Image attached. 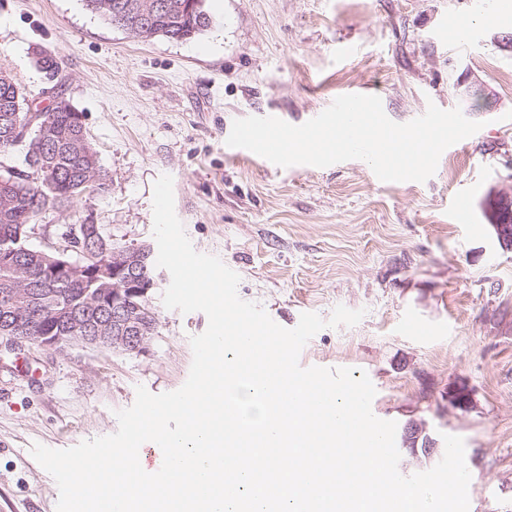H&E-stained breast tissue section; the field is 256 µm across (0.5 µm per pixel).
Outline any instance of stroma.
Listing matches in <instances>:
<instances>
[{
    "label": "stroma",
    "mask_w": 512,
    "mask_h": 512,
    "mask_svg": "<svg viewBox=\"0 0 512 512\" xmlns=\"http://www.w3.org/2000/svg\"><path fill=\"white\" fill-rule=\"evenodd\" d=\"M211 24L186 42L136 37L84 0H0V71L36 110L62 91L83 114L107 175L104 192L41 218L51 236L100 225L112 241L155 247L153 184L172 176L175 211L195 250L240 277L238 294L280 326L336 305L364 310L355 326L325 328L302 367L365 371L373 414L418 425L434 441L462 437L469 512H512V250L493 240L480 203L512 188V17L490 20L474 0H204ZM458 17L478 39L441 34ZM351 42L355 54L340 55ZM54 55L47 79L33 47ZM471 84L485 105L457 90ZM379 96L406 123L428 104L481 122L452 145L427 181L382 182L362 160L280 168L226 146L232 123L275 113L300 125L346 91ZM471 196L472 221L452 203ZM145 352L75 345L0 351V512H56L59 489L32 444L66 449L113 434L137 386L179 389L204 313L164 307ZM421 336L402 335L405 317ZM464 386L472 404L451 406Z\"/></svg>",
    "instance_id": "stroma-1"
}]
</instances>
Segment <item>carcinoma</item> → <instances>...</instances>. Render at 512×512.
Returning <instances> with one entry per match:
<instances>
[{
	"mask_svg": "<svg viewBox=\"0 0 512 512\" xmlns=\"http://www.w3.org/2000/svg\"><path fill=\"white\" fill-rule=\"evenodd\" d=\"M132 0H85L86 6L107 23L140 36L135 17L128 14L126 5ZM179 6L176 11L155 16L157 36L182 42L192 39L210 25V18L203 8V0H171ZM26 94L16 83L6 85L0 81V156H8L16 148L13 136L15 127L26 125L32 115L24 110ZM47 124L46 135L34 136L24 146L25 154H34L38 166L22 162L24 169L7 167L8 176L20 191L14 200L0 199V254L12 259L0 262V330L17 335L37 334V313L54 304L73 314L86 309L93 289L103 283L77 274L64 281H49L40 276L39 269L47 258L59 254L35 247L29 235L39 217L52 209H59L79 197L92 194L89 181L100 182L99 191L105 190L106 176L99 164L97 152L88 139L79 112L66 98L59 105L35 112ZM122 262L134 265L136 276L143 281H155L151 250L130 248L112 242L103 234L90 241H81V263L95 267L112 260L113 255ZM132 309L142 315L144 335L156 331V318L151 296H132Z\"/></svg>",
	"mask_w": 512,
	"mask_h": 512,
	"instance_id": "obj_1",
	"label": "carcinoma"
}]
</instances>
